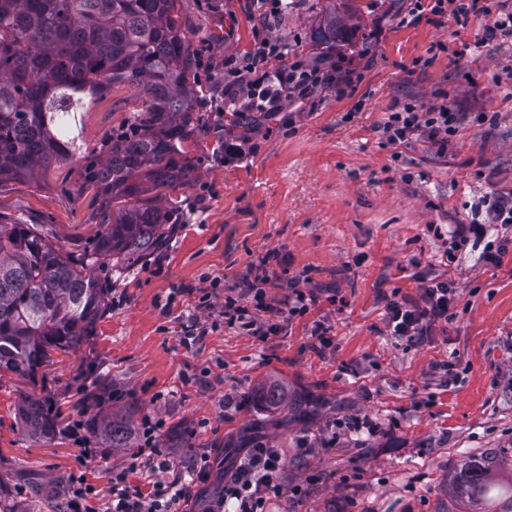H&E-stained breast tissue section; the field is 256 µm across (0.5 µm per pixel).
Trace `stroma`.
Returning <instances> with one entry per match:
<instances>
[{"label":"stroma","instance_id":"obj_1","mask_svg":"<svg viewBox=\"0 0 512 512\" xmlns=\"http://www.w3.org/2000/svg\"><path fill=\"white\" fill-rule=\"evenodd\" d=\"M457 55L452 22H407L410 0H354L347 41L321 39L326 0H288L269 34L308 60L346 55L360 74L352 95L324 89L315 104L286 101L274 114L220 112L228 56L247 53L258 25L253 0H182V26L194 50L199 125L185 141L188 175L162 205L174 212L167 244L129 269L104 267L108 307L77 349L57 351L34 376L0 372V503L8 512H61L59 488L83 477L99 507L112 500L110 474L127 450L91 433L93 416L124 413L133 424L160 418L162 455L193 493L222 481L253 439L288 451L289 490L279 512H485L458 497L464 458L485 457L512 482V248L500 266L465 245L448 261L449 227L471 223L479 198L512 189V42H483L480 0ZM447 43L446 52L436 43ZM448 98L461 119L446 149L425 138L396 152L380 144L391 106L420 109ZM142 108L118 85L82 114L81 153L35 174L0 182V221L33 224L74 255L92 254L112 206L83 186L104 142L127 130ZM491 114L486 123L476 113ZM245 141L242 159L224 160V137ZM269 258L272 311L266 339L238 327H212L196 307L218 281L243 287ZM452 282L453 319L430 325L416 344L390 336L388 300L422 301L426 280ZM298 281L316 304L302 317L284 309ZM207 331L197 336L196 324ZM328 328L321 348L315 326ZM192 345H184V337ZM278 384L288 408L266 407ZM44 400L54 439L28 438L16 410ZM368 419L373 432L333 435L337 421ZM178 435L180 447L169 445ZM206 457L207 483L193 481ZM171 472L143 468V491Z\"/></svg>","mask_w":512,"mask_h":512}]
</instances>
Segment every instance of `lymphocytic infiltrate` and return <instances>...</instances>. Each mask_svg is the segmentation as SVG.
Segmentation results:
<instances>
[{"label": "lymphocytic infiltrate", "instance_id": "1", "mask_svg": "<svg viewBox=\"0 0 512 512\" xmlns=\"http://www.w3.org/2000/svg\"><path fill=\"white\" fill-rule=\"evenodd\" d=\"M256 2L261 30L256 34L254 49L223 61L225 111L278 112L285 100L312 103L323 88L330 86L343 96L353 93L354 75L343 61L327 65L321 61L309 64L299 58L289 59L287 45L264 34V26L281 14L285 0ZM459 121V113L448 104L422 112L416 105L406 103L389 112L380 127L382 142L400 145L422 136L443 147L456 133ZM480 205L485 209L484 221L455 225L449 233V249L457 251L471 241L484 243V261L495 265L512 243V190L486 194ZM269 280L268 272H261L237 294L225 295L220 313L225 325L254 330L261 338L276 333L275 325L257 324L258 314L271 309L264 288ZM457 299V291L449 282L432 281L423 290V305L388 300L385 324L391 335L414 340L425 335L429 324L450 320ZM161 427V421L149 417L142 421L137 451L112 473V504L107 512H171L174 505L189 499L191 487L178 477L168 483H155L147 493L130 482L131 475L150 462H157L159 469H168L169 464L161 460L158 449ZM284 457L283 449L264 443L250 448L243 461L225 471L224 496L211 512H270L273 502L284 495Z\"/></svg>", "mask_w": 512, "mask_h": 512}]
</instances>
